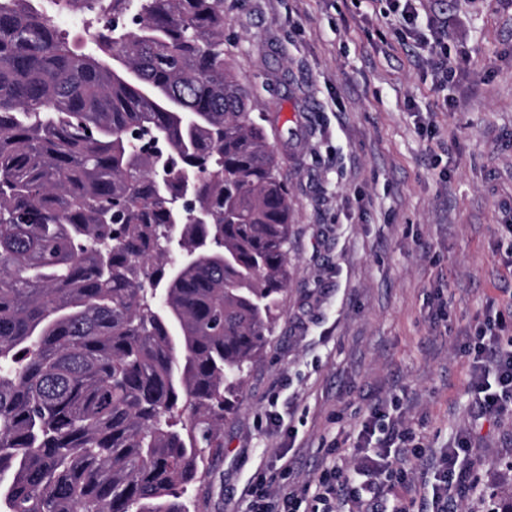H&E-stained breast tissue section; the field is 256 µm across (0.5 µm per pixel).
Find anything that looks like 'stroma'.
<instances>
[{"instance_id":"1","label":"stroma","mask_w":512,"mask_h":512,"mask_svg":"<svg viewBox=\"0 0 512 512\" xmlns=\"http://www.w3.org/2000/svg\"><path fill=\"white\" fill-rule=\"evenodd\" d=\"M224 53L255 91L281 162L290 281L263 357L224 420V454L190 499L247 512L258 472H319L367 407L404 416L424 463L470 430L459 512L512 501V408L480 414L458 351L512 313V0H420L448 23V87L402 44L389 0H225Z\"/></svg>"}]
</instances>
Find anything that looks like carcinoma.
Returning <instances> with one entry per match:
<instances>
[{
    "label": "carcinoma",
    "mask_w": 512,
    "mask_h": 512,
    "mask_svg": "<svg viewBox=\"0 0 512 512\" xmlns=\"http://www.w3.org/2000/svg\"><path fill=\"white\" fill-rule=\"evenodd\" d=\"M253 105L224 0H0V512H189L290 279ZM65 16H62L58 19V25L62 32L67 34V38L69 43L73 48H75L78 52H86L92 46L91 43V34L92 29L96 26L95 20L88 19L86 24H84L85 30H74L66 23Z\"/></svg>",
    "instance_id": "carcinoma-1"
}]
</instances>
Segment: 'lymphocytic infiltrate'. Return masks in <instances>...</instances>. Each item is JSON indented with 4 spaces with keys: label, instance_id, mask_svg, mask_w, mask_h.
<instances>
[{
    "label": "lymphocytic infiltrate",
    "instance_id": "obj_1",
    "mask_svg": "<svg viewBox=\"0 0 512 512\" xmlns=\"http://www.w3.org/2000/svg\"><path fill=\"white\" fill-rule=\"evenodd\" d=\"M393 11L399 23L427 50L434 69L447 73L446 32H435L430 39L421 37L414 0H395ZM506 327L501 316L486 318L474 340L461 347L472 367V386L479 395L480 409L486 414L499 412L512 403V345L502 340ZM411 437V429L399 417L391 421L375 456H356L349 465L330 461L319 474L303 482L259 474L247 489L248 512H411L404 503L389 500L394 489L410 480L409 470L401 464V444ZM470 448V434L464 431L453 448L441 454L440 478L433 489L439 505L437 512H448V493L460 479L456 464Z\"/></svg>",
    "mask_w": 512,
    "mask_h": 512
}]
</instances>
